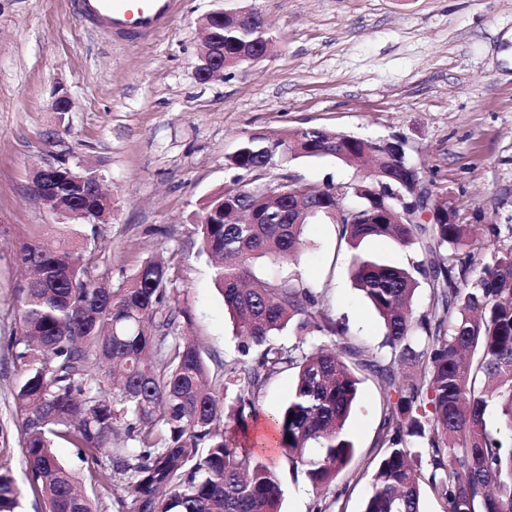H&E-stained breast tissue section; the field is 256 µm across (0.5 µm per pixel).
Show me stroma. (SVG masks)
<instances>
[{"label":"stroma","instance_id":"obj_1","mask_svg":"<svg viewBox=\"0 0 512 512\" xmlns=\"http://www.w3.org/2000/svg\"><path fill=\"white\" fill-rule=\"evenodd\" d=\"M273 36L267 58L194 73L201 23L212 0H182L148 41H115L80 20L71 0H0V471L26 482L14 394L22 372L12 344L21 331L17 252L26 243H68L98 255L113 284L159 256L189 314L183 331L211 377L238 355L235 326L195 224L234 176L227 159L250 134L322 127L365 139L398 136L432 191L449 199L480 246L512 228V0H257ZM71 112L51 111L56 88ZM67 163L95 168L112 197L107 224L67 220L37 202L34 172ZM333 157L299 158L271 171L322 185L361 179ZM403 265L408 250L386 238L351 249L329 220L311 221L295 265L372 348L382 335L375 309L349 274L354 254ZM349 434L355 456L338 477V512H360L371 490L361 474L380 425L376 377L359 372ZM282 512H312L319 496L271 448ZM30 490L18 512H42Z\"/></svg>","mask_w":512,"mask_h":512}]
</instances>
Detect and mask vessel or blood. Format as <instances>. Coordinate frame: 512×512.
Instances as JSON below:
<instances>
[{
    "mask_svg": "<svg viewBox=\"0 0 512 512\" xmlns=\"http://www.w3.org/2000/svg\"><path fill=\"white\" fill-rule=\"evenodd\" d=\"M78 14L119 39L152 38L176 13L179 0H74Z\"/></svg>",
    "mask_w": 512,
    "mask_h": 512,
    "instance_id": "1",
    "label": "vessel or blood"
}]
</instances>
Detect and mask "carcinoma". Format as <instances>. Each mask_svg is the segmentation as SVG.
I'll use <instances>...</instances> for the list:
<instances>
[{"label":"carcinoma","mask_w":512,"mask_h":512,"mask_svg":"<svg viewBox=\"0 0 512 512\" xmlns=\"http://www.w3.org/2000/svg\"><path fill=\"white\" fill-rule=\"evenodd\" d=\"M224 59L272 41L261 18L224 26ZM371 141L324 129L244 140L228 157L238 172L272 161L332 156L350 167L369 158ZM415 167L393 150L372 163L355 206L368 224L337 225L358 245L389 238L414 253L405 266L354 257L353 281L382 320L379 348L352 343L349 329L322 310L299 273L258 277L259 259L289 262L305 224L299 204L336 207L333 186L295 180L270 191L238 181L214 194L196 224L213 263L224 305L235 320L239 357L216 382L196 343L183 334L186 311L167 264L145 261L114 288L94 275L93 252L24 245L19 265L21 333L15 341L23 378L15 393L26 479L45 512H94L78 478L54 454L55 440L77 449L88 480L115 488L116 512H281L283 489L265 452L239 446L259 417L263 384L296 369L288 401L272 416L278 447L292 468L328 489L353 460L348 419L358 396L356 370L381 382L382 420L374 443L371 492L362 512H421L426 485L444 512H512V244L498 245L475 268L472 231L446 220L448 202L428 222L398 224L372 189ZM73 221H103L102 197L73 198L58 186ZM431 284L427 308L411 303ZM326 338L275 344L272 336ZM495 407L497 423L486 418ZM21 488L0 473V512H14Z\"/></svg>","instance_id":"obj_1"}]
</instances>
